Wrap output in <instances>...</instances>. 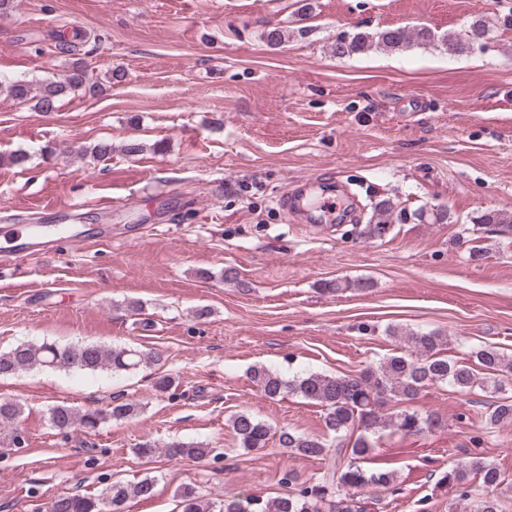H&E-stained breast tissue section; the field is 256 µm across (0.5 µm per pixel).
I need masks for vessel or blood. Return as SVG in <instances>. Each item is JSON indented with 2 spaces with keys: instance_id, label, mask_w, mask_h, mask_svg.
<instances>
[{
  "instance_id": "b4317fda",
  "label": "vessel or blood",
  "mask_w": 512,
  "mask_h": 512,
  "mask_svg": "<svg viewBox=\"0 0 512 512\" xmlns=\"http://www.w3.org/2000/svg\"><path fill=\"white\" fill-rule=\"evenodd\" d=\"M84 234L74 224H13L0 226V272L25 260L57 253L62 243L82 242Z\"/></svg>"
}]
</instances>
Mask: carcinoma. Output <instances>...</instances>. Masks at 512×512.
Masks as SVG:
<instances>
[{
    "label": "carcinoma",
    "mask_w": 512,
    "mask_h": 512,
    "mask_svg": "<svg viewBox=\"0 0 512 512\" xmlns=\"http://www.w3.org/2000/svg\"><path fill=\"white\" fill-rule=\"evenodd\" d=\"M441 44L450 54H461L473 43L467 35L438 36L427 27L406 29L388 28L376 33L359 32L336 39L332 51L338 57L365 51L374 45L399 50L410 43ZM0 88L19 104L34 102L41 112L56 109L59 98L66 92L84 91L94 96L103 90V84L92 80L88 69L77 64L45 81L39 87L32 82L17 79L1 83ZM476 224H490L502 236L512 235V215L488 211L474 218ZM409 353L385 358L369 365L357 374L328 375L309 372L291 379L265 367L251 370V379L271 400L297 394L316 402L325 409L323 426L327 435L336 440L331 448L326 439L304 436L287 430L280 431L278 445L293 454L307 457H326L335 453L339 463L332 471L284 496L263 501L258 497L226 496L218 502L201 499L193 486L177 490L182 512H359L348 491L373 485L384 489L394 487L391 471L368 468L375 452L374 436L387 428L405 436H417L445 425L436 414H419L404 410L388 414L385 406L393 400L413 399L423 388L447 384L462 393L476 388L483 392H499L502 382L499 373L512 370V362L495 347L480 346L471 351L466 362L453 361L443 354L448 337L438 331L416 332L405 337ZM154 358L128 348H106L94 343L60 346L44 342L40 345L20 343L6 352H0V376H9L35 367L64 371L129 372ZM135 405L115 397L109 408L80 412L73 406L58 404L49 409L48 420L54 429L69 432L80 428L87 434L96 433L108 419L121 420L133 415ZM21 404L10 399L0 400V426L11 427L22 416ZM487 425L496 427L512 424V397L501 398L490 405L485 416ZM231 427L238 447L246 452L266 447L269 427L248 412L232 416ZM163 453L170 459H200L211 449L202 443L171 441L158 449L151 442H143L134 449L141 458ZM477 478L483 486L496 489L504 484L500 470L479 458L462 464L443 474L437 488H448L458 497L470 495V480ZM155 479L145 477L136 483H114L98 497L80 494L63 495L54 499L48 512H126V503L135 497L153 495Z\"/></svg>",
    "instance_id": "1"
}]
</instances>
